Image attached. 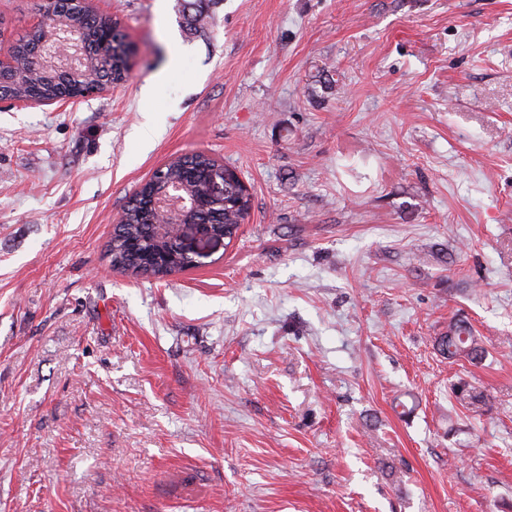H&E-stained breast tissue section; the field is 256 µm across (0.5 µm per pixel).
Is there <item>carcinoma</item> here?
Returning <instances> with one entry per match:
<instances>
[{
    "instance_id": "1",
    "label": "carcinoma",
    "mask_w": 512,
    "mask_h": 512,
    "mask_svg": "<svg viewBox=\"0 0 512 512\" xmlns=\"http://www.w3.org/2000/svg\"><path fill=\"white\" fill-rule=\"evenodd\" d=\"M61 16L90 43L101 40L112 28V17H91L80 6L62 11ZM32 43L33 38L25 35L10 46L22 66L0 84V94L47 101L78 97L82 81L55 82L32 67L29 61ZM113 43L112 56L104 60L93 57L89 63L93 72L108 82L119 79L125 66L124 34H115ZM221 170L224 171V202L216 205L211 200L212 184ZM176 185L200 200L198 209L185 214L183 222L207 221L229 242L250 214L251 194L229 169H221L218 160L204 153L178 157L153 173L120 214L107 248L112 269L135 277H162L192 267L189 258L174 249L171 239L156 231L158 215L150 207L152 197L161 195L166 199V191ZM438 345L442 353L453 358L460 356L461 349L468 350L465 357L470 360L482 354L478 338L468 327L457 323L449 326L448 333L438 339Z\"/></svg>"
}]
</instances>
